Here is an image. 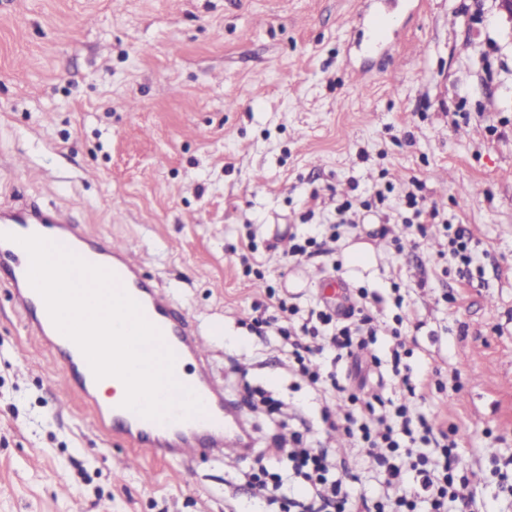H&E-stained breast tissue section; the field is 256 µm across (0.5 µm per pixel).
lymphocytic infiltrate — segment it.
I'll list each match as a JSON object with an SVG mask.
<instances>
[{
    "label": "lymphocytic infiltrate",
    "mask_w": 512,
    "mask_h": 512,
    "mask_svg": "<svg viewBox=\"0 0 512 512\" xmlns=\"http://www.w3.org/2000/svg\"><path fill=\"white\" fill-rule=\"evenodd\" d=\"M345 314L324 306L300 316L296 305L271 297L260 305L256 324L276 326L288 353V364L306 379L324 401L342 398L344 414L325 413L330 429L343 430L357 456L368 463L375 487L350 496L334 473L343 461L338 449L325 444L256 449L260 462L250 473L253 497L279 503L282 512H469L472 496L469 479L458 474L455 428L434 426L413 404L417 375L410 365H394L403 394L400 399L383 397L377 391L362 392L344 384L338 373L325 371V364L352 358L379 366L370 353L376 329L368 312L367 289ZM297 480L296 491L282 495L285 478Z\"/></svg>",
    "instance_id": "obj_1"
}]
</instances>
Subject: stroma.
Instances as JSON below:
<instances>
[{
	"label": "stroma",
	"instance_id": "stroma-1",
	"mask_svg": "<svg viewBox=\"0 0 512 512\" xmlns=\"http://www.w3.org/2000/svg\"><path fill=\"white\" fill-rule=\"evenodd\" d=\"M364 0H0V202L62 207L99 237L134 242L142 273L177 291L256 447L325 433L324 402L260 365L249 327L269 290L307 307L334 255L295 264L297 225L327 232L347 193L410 177L438 222L355 229L381 253L369 284L375 351L392 378L396 296L416 337L407 362L428 416L455 425L474 512H512L492 454L512 455V22L495 0H423L393 57L359 50ZM311 220H304V213ZM463 228L469 277L447 263ZM254 240L248 276L242 248ZM278 409L251 410L245 386ZM247 461H162L93 425L0 287V512L256 510Z\"/></svg>",
	"mask_w": 512,
	"mask_h": 512
}]
</instances>
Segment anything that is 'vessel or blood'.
<instances>
[{
    "instance_id": "1",
    "label": "vessel or blood",
    "mask_w": 512,
    "mask_h": 512,
    "mask_svg": "<svg viewBox=\"0 0 512 512\" xmlns=\"http://www.w3.org/2000/svg\"><path fill=\"white\" fill-rule=\"evenodd\" d=\"M377 2L376 10L357 16L360 27L380 31L367 45L371 52L388 49L396 42L397 33L386 22L408 0ZM33 234L114 273L118 284L139 302L145 318L160 330L164 343L175 353V371L181 383L202 400V416L158 422L122 407L117 400L106 406L97 403L94 391L98 381L87 360L77 345L57 330L43 299L29 283V257L17 239ZM0 285L11 290L26 329L43 341L49 352L66 355L63 379L91 409L98 430L162 459H187L206 452L238 458L248 455L251 437L243 418L229 411L224 388L211 374L201 331L192 318L176 313L167 291L144 279L129 245L95 240L84 225L74 223L66 213L35 202L0 204Z\"/></svg>"
}]
</instances>
